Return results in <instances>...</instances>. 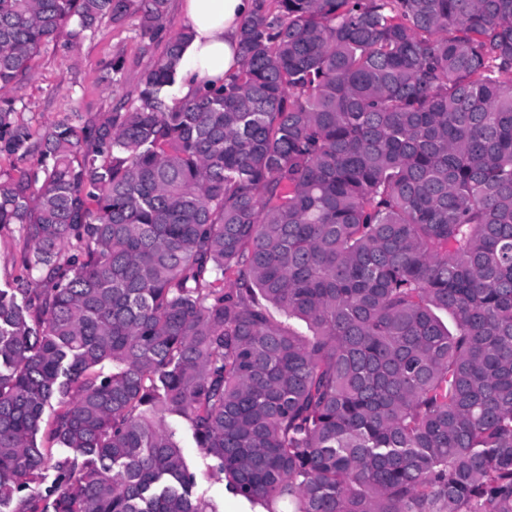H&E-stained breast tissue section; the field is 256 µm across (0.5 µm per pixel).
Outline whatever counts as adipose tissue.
Instances as JSON below:
<instances>
[{
	"label": "adipose tissue",
	"instance_id": "1",
	"mask_svg": "<svg viewBox=\"0 0 512 512\" xmlns=\"http://www.w3.org/2000/svg\"><path fill=\"white\" fill-rule=\"evenodd\" d=\"M254 0H183L191 38L181 63V96L204 83L229 81L241 66L238 31Z\"/></svg>",
	"mask_w": 512,
	"mask_h": 512
}]
</instances>
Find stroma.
I'll list each match as a JSON object with an SVG mask.
<instances>
[{"label":"stroma","mask_w":512,"mask_h":512,"mask_svg":"<svg viewBox=\"0 0 512 512\" xmlns=\"http://www.w3.org/2000/svg\"><path fill=\"white\" fill-rule=\"evenodd\" d=\"M185 25L181 0H168L158 38L144 37L136 21L115 26L105 19L79 43L63 35L46 43L33 61L31 79L14 92L15 120L39 131L77 112L97 115L122 103L134 105L143 74L163 54L169 37ZM117 59L123 69L116 82H107L109 65ZM167 424L197 473L195 496L211 501L218 512H252L247 501L228 494L223 476L215 474L212 461L197 448L188 424L177 416L168 417Z\"/></svg>","instance_id":"obj_1"}]
</instances>
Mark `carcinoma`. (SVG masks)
<instances>
[{"label": "carcinoma", "mask_w": 512, "mask_h": 512, "mask_svg": "<svg viewBox=\"0 0 512 512\" xmlns=\"http://www.w3.org/2000/svg\"><path fill=\"white\" fill-rule=\"evenodd\" d=\"M166 10L0 0V154L41 156L0 512H218L169 415L264 512H512V0H256L229 82L176 98L186 27L139 105L15 121L43 44Z\"/></svg>", "instance_id": "carcinoma-1"}]
</instances>
